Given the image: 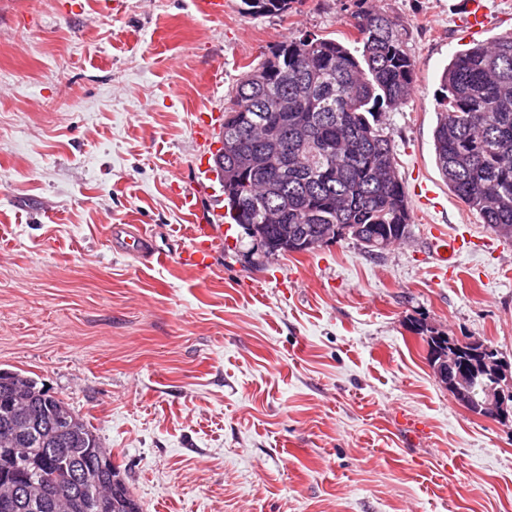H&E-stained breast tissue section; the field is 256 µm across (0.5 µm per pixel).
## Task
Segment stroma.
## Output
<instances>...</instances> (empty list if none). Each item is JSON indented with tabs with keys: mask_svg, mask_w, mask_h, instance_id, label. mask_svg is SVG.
<instances>
[{
	"mask_svg": "<svg viewBox=\"0 0 512 512\" xmlns=\"http://www.w3.org/2000/svg\"><path fill=\"white\" fill-rule=\"evenodd\" d=\"M465 0H303L251 17L199 0H0V369L95 429L143 512H512V418L472 414L434 376L427 337L480 340L512 366V241L434 161L441 75L472 38ZM406 30L414 90L382 115L410 236L267 255L239 225L207 270L178 262L189 216L220 223L195 115L306 34L353 15ZM437 194L423 208L412 191ZM143 229L166 262L114 250ZM469 242L448 275L433 226ZM112 239L120 250H129L130 247L143 250L147 242L145 234L137 226L131 229L119 224L112 226Z\"/></svg>",
	"mask_w": 512,
	"mask_h": 512,
	"instance_id": "35a3bbf8",
	"label": "stroma"
}]
</instances>
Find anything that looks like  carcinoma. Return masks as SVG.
Here are the masks:
<instances>
[{"mask_svg":"<svg viewBox=\"0 0 512 512\" xmlns=\"http://www.w3.org/2000/svg\"><path fill=\"white\" fill-rule=\"evenodd\" d=\"M245 14L288 11L293 0H242ZM357 37L345 45L305 35L273 47L237 81L224 112L222 147L213 155L230 218L246 232L264 225L265 251L300 252L297 231L330 226L363 243L386 230L405 237L410 208L394 148L380 125L384 112L399 110L414 85L415 64L404 47L401 25L376 9L353 15ZM443 95L433 131L435 163L448 189L493 232L512 238V34L476 43L457 53L442 75ZM241 155L259 159L253 180L233 183ZM280 208L288 241L265 223ZM19 384L31 395L29 421L36 434L20 439L29 458L60 445L65 454L41 466H25L0 444V476H19L41 486L66 481L81 464H97L102 447L93 428L68 403L20 372L0 370V399ZM112 485L80 483L74 507L16 504L0 512H143L120 470Z\"/></svg>","mask_w":512,"mask_h":512,"instance_id":"1","label":"carcinoma"}]
</instances>
